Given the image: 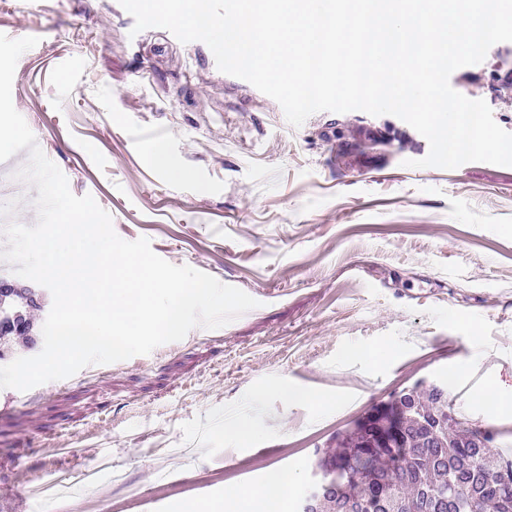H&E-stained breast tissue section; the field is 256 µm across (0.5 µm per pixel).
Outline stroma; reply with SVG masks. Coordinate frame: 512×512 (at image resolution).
Wrapping results in <instances>:
<instances>
[{
  "label": "stroma",
  "instance_id": "obj_1",
  "mask_svg": "<svg viewBox=\"0 0 512 512\" xmlns=\"http://www.w3.org/2000/svg\"><path fill=\"white\" fill-rule=\"evenodd\" d=\"M133 26L119 0H0V33L39 39L18 60L13 105L121 239L148 238L258 306L69 382L0 389V512L88 500L101 512L134 492L132 512H173L260 487L275 468L299 474L296 512L317 450L421 381L448 383L457 418L512 450V167H414L429 143L392 115L322 111L293 127L205 43ZM510 70L501 42L476 81L456 72L450 84L512 133V100L492 90ZM154 143L170 169L149 162ZM281 384L324 401L286 403ZM237 418L254 430L244 447L222 432ZM103 448L115 481L54 501L16 495L95 465Z\"/></svg>",
  "mask_w": 512,
  "mask_h": 512
}]
</instances>
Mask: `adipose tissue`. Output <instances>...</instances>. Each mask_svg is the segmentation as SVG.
Returning a JSON list of instances; mask_svg holds the SVG:
<instances>
[{
  "instance_id": "adipose-tissue-1",
  "label": "adipose tissue",
  "mask_w": 512,
  "mask_h": 512,
  "mask_svg": "<svg viewBox=\"0 0 512 512\" xmlns=\"http://www.w3.org/2000/svg\"><path fill=\"white\" fill-rule=\"evenodd\" d=\"M296 479L295 473L276 469L270 472L265 486L260 490L232 485L225 488L219 504L189 499L179 506L178 512H278L287 501Z\"/></svg>"
}]
</instances>
